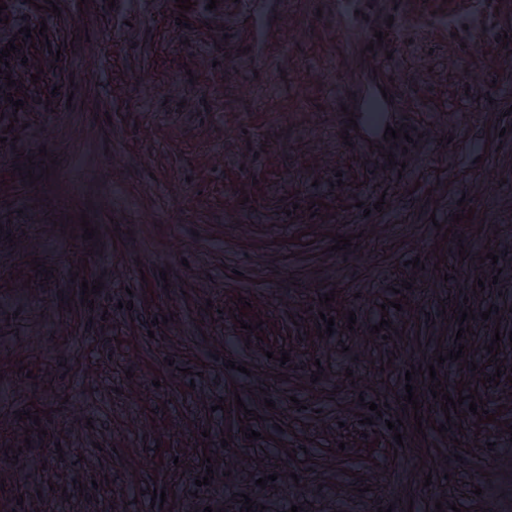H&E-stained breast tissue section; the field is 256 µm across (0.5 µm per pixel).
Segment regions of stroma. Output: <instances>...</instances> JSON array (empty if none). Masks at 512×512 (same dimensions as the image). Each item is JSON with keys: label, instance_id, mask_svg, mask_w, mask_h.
Wrapping results in <instances>:
<instances>
[{"label": "stroma", "instance_id": "35a3bbf8", "mask_svg": "<svg viewBox=\"0 0 512 512\" xmlns=\"http://www.w3.org/2000/svg\"><path fill=\"white\" fill-rule=\"evenodd\" d=\"M4 2L28 96L14 108L0 79V512H161L153 489L172 512H240V493L266 512H512V0H196L185 28L176 0ZM43 23L32 46L21 29ZM380 95L404 138L347 132ZM497 372L488 421L431 395Z\"/></svg>", "mask_w": 512, "mask_h": 512}]
</instances>
